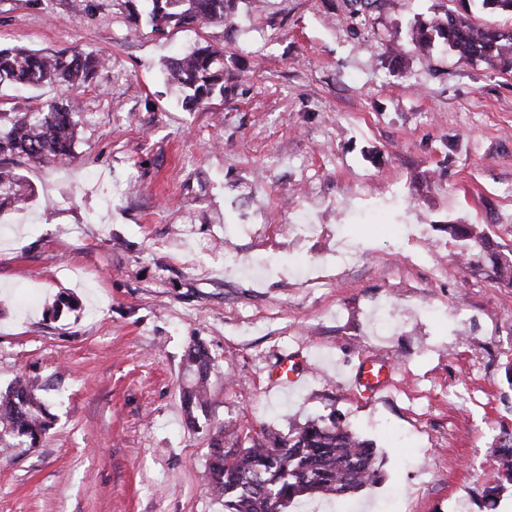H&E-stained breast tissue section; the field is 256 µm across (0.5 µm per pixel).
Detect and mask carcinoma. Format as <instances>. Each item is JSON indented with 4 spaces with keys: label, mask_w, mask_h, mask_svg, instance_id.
<instances>
[{
    "label": "carcinoma",
    "mask_w": 512,
    "mask_h": 512,
    "mask_svg": "<svg viewBox=\"0 0 512 512\" xmlns=\"http://www.w3.org/2000/svg\"><path fill=\"white\" fill-rule=\"evenodd\" d=\"M147 19L155 33L200 25H233L228 13L231 0H147ZM512 14V0H467L463 11L445 12L418 20L408 41L392 35V60L408 53L428 54L440 41L459 59L482 61L490 68L512 71V29L505 32L479 25L470 18L471 7ZM104 61L68 50L43 52L16 44L0 48V84L37 89L43 85L67 93L78 88ZM167 80L184 93L183 105L192 110L216 94H224V51L209 45L171 59ZM0 211L20 208L32 199V189L19 166L46 168L75 157L80 120L60 100L50 99L25 112H0ZM438 229L454 240H474L490 256L495 279L512 284V260L494 250L476 224H440ZM213 362L199 342L186 353V383L181 396L191 423L207 408V387ZM43 388L21 375L0 390V456L8 459L23 445L33 448L52 426ZM207 473L211 490L224 512H280L303 497L344 499L381 478L376 449L347 425L329 418L311 419L284 435L248 446L235 441L224 446L222 435L212 437ZM498 480L484 490L489 506L512 486V430L498 437Z\"/></svg>",
    "instance_id": "cac0c4a2"
}]
</instances>
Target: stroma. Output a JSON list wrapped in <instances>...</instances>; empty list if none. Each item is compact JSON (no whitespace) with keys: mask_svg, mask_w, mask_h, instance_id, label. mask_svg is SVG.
<instances>
[{"mask_svg":"<svg viewBox=\"0 0 512 512\" xmlns=\"http://www.w3.org/2000/svg\"><path fill=\"white\" fill-rule=\"evenodd\" d=\"M140 0H0V46L107 67L69 94L75 157L25 169L0 213V388L45 384L53 425L0 459V512H224L210 439L342 419L373 440L351 512H486L512 428V287L460 264L442 224L512 252V75L439 49L393 67L390 34L460 0H234L230 27L134 31ZM224 52L187 110L162 64ZM315 233L288 234L291 224ZM216 369L187 425L182 363ZM305 374L272 381L283 358ZM392 373L374 397L353 380Z\"/></svg>","mask_w":512,"mask_h":512,"instance_id":"35a3bbf8","label":"stroma"}]
</instances>
